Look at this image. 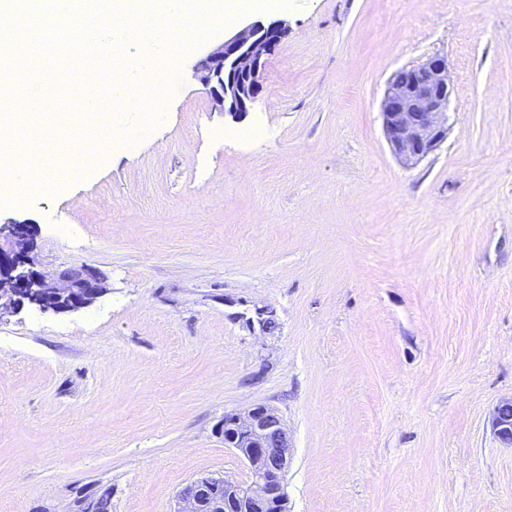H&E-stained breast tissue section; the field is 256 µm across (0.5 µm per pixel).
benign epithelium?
I'll return each mask as SVG.
<instances>
[{"instance_id": "1", "label": "benign epithelium", "mask_w": 512, "mask_h": 512, "mask_svg": "<svg viewBox=\"0 0 512 512\" xmlns=\"http://www.w3.org/2000/svg\"><path fill=\"white\" fill-rule=\"evenodd\" d=\"M288 33L283 19L238 26L196 64L195 77L205 86L215 109L233 116L244 113L260 91L264 56ZM394 75L381 104L383 129L397 158L412 166L437 150L447 137L450 83L445 57L434 55ZM33 225L9 221L0 225V314L29 303L57 313L91 305L103 292L99 273L88 266L47 272L37 268ZM492 426L512 445V400L502 402ZM224 447L233 448L246 464L250 481L240 484L221 475L190 481L178 494L175 512H288L285 476L291 443L282 415L257 405L243 414H227L221 426ZM224 499L211 503L217 487Z\"/></svg>"}]
</instances>
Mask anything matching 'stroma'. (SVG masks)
<instances>
[{
	"instance_id": "1",
	"label": "stroma",
	"mask_w": 512,
	"mask_h": 512,
	"mask_svg": "<svg viewBox=\"0 0 512 512\" xmlns=\"http://www.w3.org/2000/svg\"><path fill=\"white\" fill-rule=\"evenodd\" d=\"M248 112L173 62L133 143L62 178L63 116L25 117L63 182L29 220L36 259L103 292L0 315V512H173L196 477L250 473L217 429L259 404L292 443L289 512H512V0H288ZM448 63V136L413 166L388 146L390 77ZM512 399L502 402L495 413L492 426L501 440L512 446ZM79 495L75 498L78 504L77 512H112V490L106 488L100 495L96 496Z\"/></svg>"
}]
</instances>
